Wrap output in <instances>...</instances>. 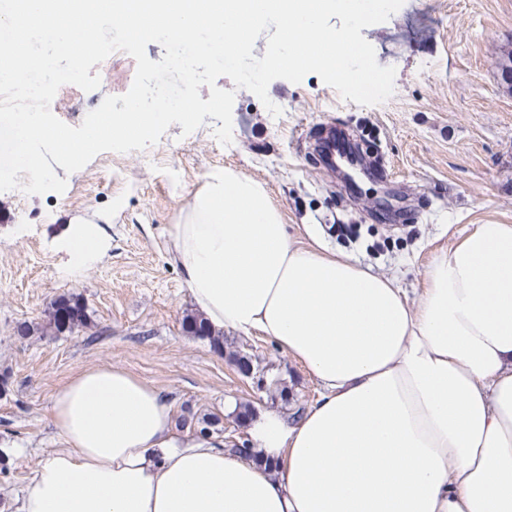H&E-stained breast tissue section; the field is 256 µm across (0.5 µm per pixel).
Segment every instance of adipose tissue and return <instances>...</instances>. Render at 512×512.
<instances>
[{
    "mask_svg": "<svg viewBox=\"0 0 512 512\" xmlns=\"http://www.w3.org/2000/svg\"><path fill=\"white\" fill-rule=\"evenodd\" d=\"M169 242L217 329L258 334L318 382L288 420L248 429L268 470L217 433L179 435L166 398L127 372L86 370L56 393L62 446L14 512H512V224H480L398 280L289 234L265 191L210 175ZM71 273L104 247L62 239Z\"/></svg>",
    "mask_w": 512,
    "mask_h": 512,
    "instance_id": "ef3b65f1",
    "label": "adipose tissue"
}]
</instances>
